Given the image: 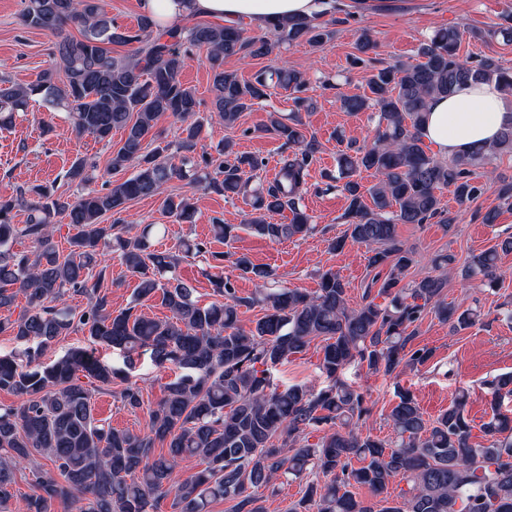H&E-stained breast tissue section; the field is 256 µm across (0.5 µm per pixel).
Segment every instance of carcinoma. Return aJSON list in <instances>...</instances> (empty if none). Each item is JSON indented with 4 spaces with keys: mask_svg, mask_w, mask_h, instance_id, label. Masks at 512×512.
<instances>
[{
    "mask_svg": "<svg viewBox=\"0 0 512 512\" xmlns=\"http://www.w3.org/2000/svg\"><path fill=\"white\" fill-rule=\"evenodd\" d=\"M21 23L49 32L54 41V64L35 80L11 84L0 79V129L12 126L17 113L39 99L51 109L68 113L75 132L98 140L123 133L121 145L100 174L101 189L71 198L53 185L20 187L0 196V309L10 308L21 294L27 306L15 319L0 317V335L12 336L27 348L26 365L0 357V391L20 404L0 407V512H8L14 497L15 470L37 455L53 468L36 470V491L27 512H55L68 504L72 512H155L160 501L173 497L176 512H208L215 502H233L231 512H264L251 487L274 483L284 474L299 479L308 470L326 478L323 485H305L290 512H512V417L494 409L483 429L488 444L470 442L465 415L467 395L430 423L414 396L399 395L390 414L393 438L364 435L361 427L370 408L366 397L336 380L352 362L374 373L392 375L401 366H422L432 357L427 348L413 349L423 317L433 312L455 330L473 326L480 312L448 305L446 288L455 258L439 255L433 272L407 279L414 264L413 250L399 239L397 225L425 224L433 219L450 228L453 219L441 206L437 191L446 188L460 202L481 193L473 179L476 170L502 154H512V127L504 129L490 147L445 160L427 151L422 139L429 101L448 95L462 83L496 81L512 93V71L492 57L474 63L460 57L462 33L440 28L418 48L417 62L396 61L378 69L368 92L343 97L351 113L372 108L379 128L370 141L352 140L337 161L336 180L348 200L343 236L329 242L338 251L351 240L366 248L367 267L374 271L362 303L348 306L346 284L335 271L319 274L312 294L279 285L275 269L257 265L246 255L211 253L216 272L209 275L221 300L201 306L194 288L176 276L182 258L207 252V243L182 240L173 251L152 248L151 238L166 227L147 224L126 235L124 214L129 204L144 197L163 196L164 213L177 223H190L195 203L186 194H167L168 183L184 176L190 164L201 170L193 184L204 192L242 197L251 207L246 227L271 242L304 237L315 230L299 208L310 165L319 150L307 135L300 115L288 121L275 117L265 131L293 149L282 159L276 178L261 189L244 178L263 167L256 156L233 151L224 142L222 156L205 153L195 160L203 121L195 91L180 74L195 50H206L213 75L212 111L224 127L235 126L241 114L265 100L274 88L295 94L306 75L286 64L258 71L250 80L224 70V58L246 54L265 57L283 43L302 41L317 47L333 31L310 18L269 24L275 36L249 37L238 25L198 23L166 29L143 13L134 27L124 26L105 12L102 0H24ZM69 25L80 33H65ZM126 46L115 56L112 46ZM63 77H58V73ZM170 114L181 123L175 152L169 146H145L157 120ZM87 160L76 158L65 177L70 182L92 179ZM134 169L127 179L112 174ZM374 182L364 187L361 172ZM370 197L371 203L365 202ZM24 209L25 224L13 223L14 211ZM289 210L287 224L270 223L266 214ZM75 230L63 252L54 241L55 218ZM214 238L237 237L239 224L215 218ZM24 236L34 245L32 255L12 252V242ZM111 248L138 280L136 301L161 296L173 320L146 316L137 305L108 309L101 294L104 271L97 269L102 248ZM512 250V236L473 256L463 271L480 286H499V251ZM239 276L256 283L251 298L237 295L224 262ZM82 295L88 306L76 311L69 294ZM261 303L265 314L245 329L239 308ZM76 328L94 345L117 349L124 368L102 363L91 349L71 351L46 366L31 367L38 351ZM322 346L321 366L333 379L314 393L302 385L283 390L274 386L271 370L302 353L314 341ZM150 354L180 374L164 396L148 409L144 433L118 430L98 423L92 393L80 382L84 376L103 386L123 375V406L144 405L142 388L130 380L135 358ZM492 401L512 398V374L489 382ZM166 445L155 454V444ZM188 457L204 468L179 482L176 469ZM362 466H354V462ZM400 478L395 506L374 510L356 498L354 485L374 493L387 492Z\"/></svg>",
    "mask_w": 512,
    "mask_h": 512,
    "instance_id": "cac0c4a2",
    "label": "carcinoma"
}]
</instances>
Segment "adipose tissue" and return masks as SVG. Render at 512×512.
<instances>
[{
    "mask_svg": "<svg viewBox=\"0 0 512 512\" xmlns=\"http://www.w3.org/2000/svg\"><path fill=\"white\" fill-rule=\"evenodd\" d=\"M379 0H141L143 12L161 24L183 16L241 19L263 27L287 18H317L346 9L372 11ZM512 125V99L495 81L467 82L434 98L425 114L423 137L437 156L452 158L495 142Z\"/></svg>",
    "mask_w": 512,
    "mask_h": 512,
    "instance_id": "ef3b65f1",
    "label": "adipose tissue"
}]
</instances>
